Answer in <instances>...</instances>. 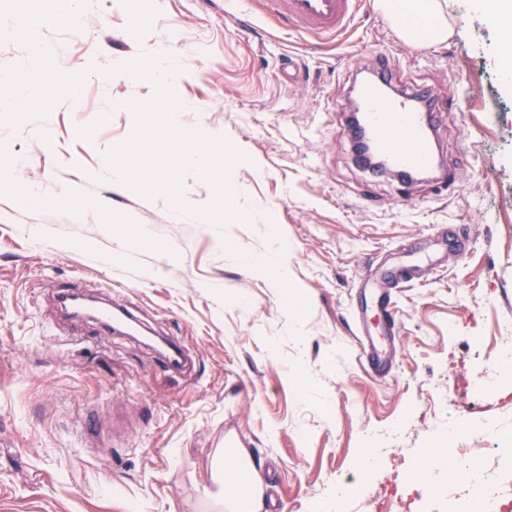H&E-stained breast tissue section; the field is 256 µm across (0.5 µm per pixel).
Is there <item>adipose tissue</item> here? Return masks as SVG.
I'll list each match as a JSON object with an SVG mask.
<instances>
[{"label": "adipose tissue", "mask_w": 512, "mask_h": 512, "mask_svg": "<svg viewBox=\"0 0 512 512\" xmlns=\"http://www.w3.org/2000/svg\"><path fill=\"white\" fill-rule=\"evenodd\" d=\"M381 8L411 44H437L448 37L440 0H382ZM251 468L249 458L238 448L225 449L215 458L212 472L225 512H263L262 492Z\"/></svg>", "instance_id": "1"}]
</instances>
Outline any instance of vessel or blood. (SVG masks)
<instances>
[{
	"label": "vessel or blood",
	"mask_w": 512,
	"mask_h": 512,
	"mask_svg": "<svg viewBox=\"0 0 512 512\" xmlns=\"http://www.w3.org/2000/svg\"><path fill=\"white\" fill-rule=\"evenodd\" d=\"M266 11L294 30L317 39L333 38L348 29L360 6V0H263ZM394 79L386 68L373 71L371 77L354 79L353 88L360 97V122L354 128L357 137L371 136L380 173L408 183L412 173L428 170L433 181L446 179L432 135L437 102L422 86L394 88ZM87 316L94 319L98 333L108 336L134 326L136 316L123 306H90ZM165 372L191 374L190 349L177 336L163 341L156 358Z\"/></svg>",
	"instance_id": "vessel-or-blood-1"
}]
</instances>
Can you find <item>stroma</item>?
I'll return each instance as SVG.
<instances>
[{
	"instance_id": "obj_1",
	"label": "stroma",
	"mask_w": 512,
	"mask_h": 512,
	"mask_svg": "<svg viewBox=\"0 0 512 512\" xmlns=\"http://www.w3.org/2000/svg\"><path fill=\"white\" fill-rule=\"evenodd\" d=\"M442 2L447 40L415 46L377 10L319 41L258 0L230 13L224 0H149L146 25L124 0H81L76 27L34 36L53 71L81 73L80 102L49 83L32 114L10 106L34 38L0 32V155L23 157L43 199L0 190V512H222L211 464L227 447L248 456L268 512H456L473 483L416 475L444 428L512 502V447L499 444L512 435L500 352L512 326V26L493 0ZM159 43L185 63L173 87L183 130L222 133L245 155L230 179L250 221H177L164 196L102 178L134 131L130 102L154 92L120 67ZM382 52L396 79L437 97L447 196L354 162L349 76ZM65 187L106 202L113 222ZM279 244L297 317L238 257ZM405 272L417 283L396 291ZM60 283L117 289L196 350L192 379L157 372L143 337L98 335L90 319L59 327ZM389 292L391 337L376 308ZM358 332L390 355L388 377L361 368ZM367 450L378 465L364 474Z\"/></svg>"
}]
</instances>
